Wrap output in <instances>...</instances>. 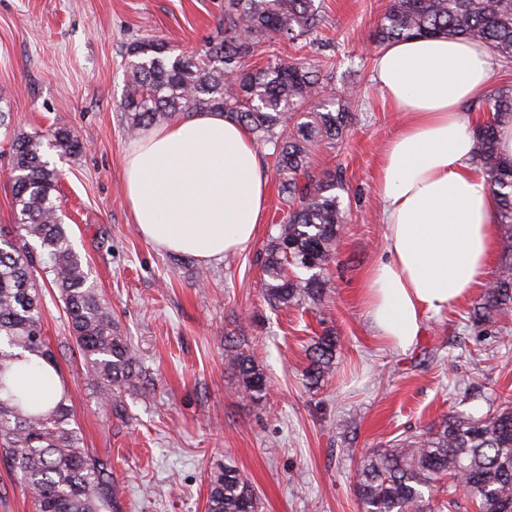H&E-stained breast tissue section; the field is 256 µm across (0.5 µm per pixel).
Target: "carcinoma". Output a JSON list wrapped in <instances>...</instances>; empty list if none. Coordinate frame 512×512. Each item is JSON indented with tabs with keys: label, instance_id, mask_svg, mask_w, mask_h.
Listing matches in <instances>:
<instances>
[{
	"label": "carcinoma",
	"instance_id": "carcinoma-1",
	"mask_svg": "<svg viewBox=\"0 0 512 512\" xmlns=\"http://www.w3.org/2000/svg\"><path fill=\"white\" fill-rule=\"evenodd\" d=\"M316 0H225L227 35L210 41L201 56L176 52L163 39L142 38L128 49L130 87L122 109L128 131L170 121L180 113L221 111L273 148L279 192L294 204L264 249L265 297L273 308L317 302L329 288L324 271L346 221L336 178L308 173V154L342 136L351 121L347 105L321 100L317 70L304 61L253 68L257 47L272 39L296 44L315 32ZM447 35L485 45L512 62V0H389L374 32L380 45L418 36ZM486 122L476 126L474 160L498 200V223L512 226V158L500 155L496 125L512 116V94L484 97ZM60 156L81 151L70 130L10 136L15 229H0V464L31 497L34 512H122L112 471L83 447L70 396L32 404L17 388L22 363L59 371L43 336L38 276L57 288L70 337L99 396L118 408L128 391L142 388L146 373L135 351L102 303L59 215L58 173L43 153V140ZM34 239L37 245L29 243ZM507 260L474 306L470 321L512 319V234ZM336 337L313 340L304 376L325 381L335 367ZM229 364L256 400L267 379L239 344ZM361 512H426L424 490L447 480L448 506L466 490L477 512H512V405L491 413H456L427 431L361 456L355 469ZM207 512H258L248 481L233 466L210 473Z\"/></svg>",
	"mask_w": 512,
	"mask_h": 512
}]
</instances>
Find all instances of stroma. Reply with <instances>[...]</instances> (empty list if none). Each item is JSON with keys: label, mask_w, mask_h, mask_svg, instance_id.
I'll return each mask as SVG.
<instances>
[{"label": "stroma", "mask_w": 512, "mask_h": 512, "mask_svg": "<svg viewBox=\"0 0 512 512\" xmlns=\"http://www.w3.org/2000/svg\"><path fill=\"white\" fill-rule=\"evenodd\" d=\"M388 0H321L318 44L263 43L252 62L307 61L322 95L346 101L341 138L315 146L309 172L340 176L347 224L317 303L272 308L260 255L289 207L270 190L266 217L244 252L209 265L160 249L138 232L124 193L131 141L120 104L128 45L161 37L195 55L224 33V0H0V110L8 132L64 127L81 153L46 157L60 171V213L148 381L115 416L100 399L69 331L56 288L44 285L43 333L71 397L84 446L110 464L123 512H206L208 477L235 466L260 512H360L356 461L456 412L512 400V321L472 325L477 285L401 354L366 317L362 287L386 251L378 177L401 118L372 80L374 28ZM339 340L336 372L303 377L312 337ZM245 337L268 394L254 401L227 361V335Z\"/></svg>", "instance_id": "1"}]
</instances>
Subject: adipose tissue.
<instances>
[{
    "label": "adipose tissue",
    "instance_id": "1",
    "mask_svg": "<svg viewBox=\"0 0 512 512\" xmlns=\"http://www.w3.org/2000/svg\"><path fill=\"white\" fill-rule=\"evenodd\" d=\"M373 73L407 120L383 154L387 248L362 294L376 336L405 353L489 272L498 204L473 159L477 119L463 107L489 83L491 55L478 42L415 38L380 52ZM124 175L141 236L203 264L245 251L265 219L269 179L255 141L219 111L147 129L128 146Z\"/></svg>",
    "mask_w": 512,
    "mask_h": 512
}]
</instances>
